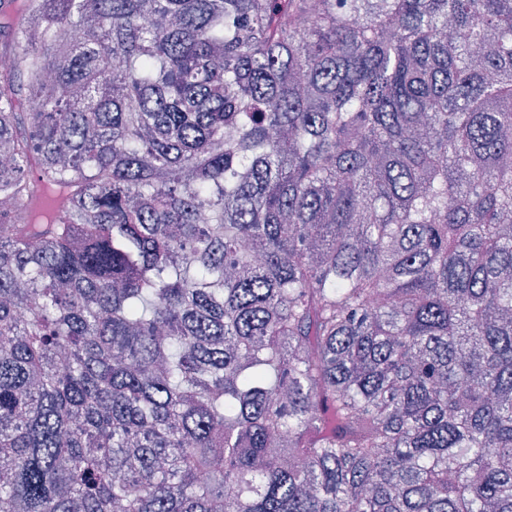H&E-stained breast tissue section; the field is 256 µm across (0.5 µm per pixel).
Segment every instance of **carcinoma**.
I'll return each mask as SVG.
<instances>
[{"instance_id": "cac0c4a2", "label": "carcinoma", "mask_w": 512, "mask_h": 512, "mask_svg": "<svg viewBox=\"0 0 512 512\" xmlns=\"http://www.w3.org/2000/svg\"><path fill=\"white\" fill-rule=\"evenodd\" d=\"M0 53V512H512V0H9Z\"/></svg>"}]
</instances>
